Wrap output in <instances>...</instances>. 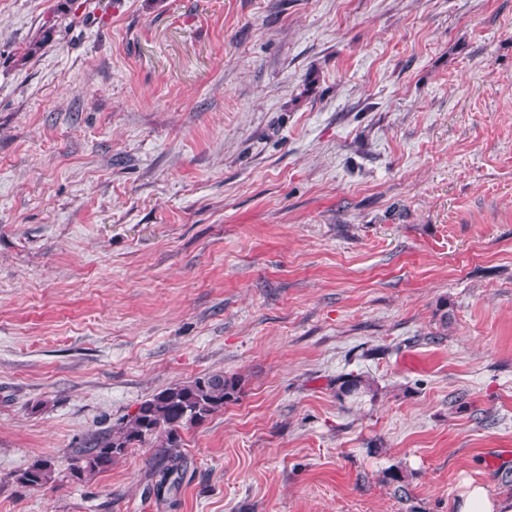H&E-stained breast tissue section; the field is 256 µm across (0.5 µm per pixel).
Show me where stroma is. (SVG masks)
I'll list each match as a JSON object with an SVG mask.
<instances>
[{"label": "stroma", "instance_id": "35a3bbf8", "mask_svg": "<svg viewBox=\"0 0 512 512\" xmlns=\"http://www.w3.org/2000/svg\"><path fill=\"white\" fill-rule=\"evenodd\" d=\"M218 372L165 488L148 445L71 477ZM468 478L512 490V0H0V512H453ZM238 376L214 373L175 384L139 404L134 414L106 431L90 436L76 451L71 476L83 481L105 473L128 448L153 439L156 465L162 473L159 486L177 470V448L182 432L202 424L224 406L236 402L241 393ZM54 463L49 457L37 459L20 473L17 482L25 487L43 486L54 479Z\"/></svg>", "mask_w": 512, "mask_h": 512}]
</instances>
